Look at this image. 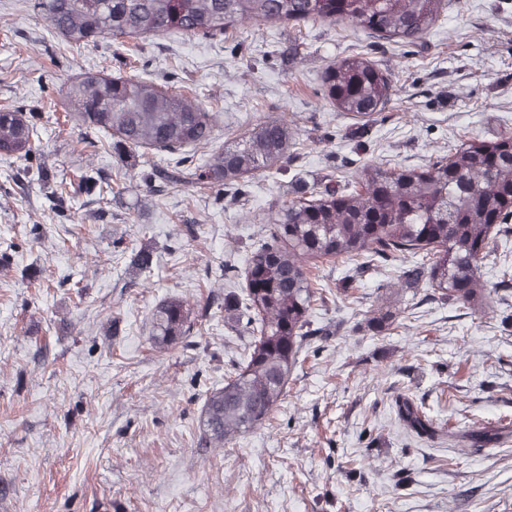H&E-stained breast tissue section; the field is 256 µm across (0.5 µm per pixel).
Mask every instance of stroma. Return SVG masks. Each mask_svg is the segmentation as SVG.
<instances>
[{
	"label": "stroma",
	"instance_id": "35a3bbf8",
	"mask_svg": "<svg viewBox=\"0 0 512 512\" xmlns=\"http://www.w3.org/2000/svg\"><path fill=\"white\" fill-rule=\"evenodd\" d=\"M357 53L391 78L366 121L321 86ZM87 72L188 96L214 112L219 146L286 122L288 170L202 184L208 147L140 149L126 164L71 117L65 93ZM1 108L35 113L38 138L29 159L0 161V512H512V232L482 262L481 314L412 276L408 258L317 261L321 338L270 423L221 448L200 427L207 394L251 347L246 260L275 207L377 161L419 167L512 137V0H448L414 44L350 24H247L78 51L33 0H0ZM29 164L48 179H16ZM91 167L102 181L88 193ZM173 297L190 301L194 329L162 350L150 319ZM404 399L439 436L399 421Z\"/></svg>",
	"mask_w": 512,
	"mask_h": 512
}]
</instances>
